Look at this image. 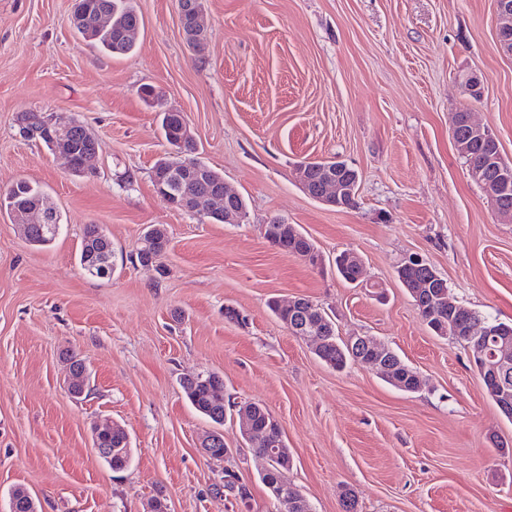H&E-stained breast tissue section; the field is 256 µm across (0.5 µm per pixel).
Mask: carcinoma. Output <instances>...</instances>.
<instances>
[{
	"mask_svg": "<svg viewBox=\"0 0 512 512\" xmlns=\"http://www.w3.org/2000/svg\"><path fill=\"white\" fill-rule=\"evenodd\" d=\"M78 10L82 14L83 22L75 26L77 33L85 40L91 42L102 52L109 56L126 55L135 48L136 37L129 32L140 25V17L131 4V0H78ZM100 13H107L112 17V23L107 28H98L94 25L95 17ZM61 132V139L78 150L92 142V133L81 123L68 120L63 125H55L51 132ZM451 134L454 144L466 142V150L459 156L468 164L473 159H482L491 163L494 168H511L512 163L504 161L499 142L471 135L465 124V113L456 112L452 118ZM174 160L162 158L152 168L151 179L153 186L170 188L167 166ZM342 167V175L352 185L358 183V173L345 165L342 161L318 160L306 161L299 164L304 169V174L310 185L316 187L322 180L324 170L328 167ZM216 186L213 178L204 181H180L177 183V193L181 196H193L198 193H206ZM41 194L38 186H29L25 181L14 183L11 196L14 203H6V206L14 205L22 210L33 208L37 196ZM60 223L31 224L26 228V239L35 246H43L53 239L58 232ZM266 240L285 253L297 256L309 264L317 263L319 254L314 244L292 224H269L265 231ZM169 239L166 230L159 225H151L144 234L143 245L137 256L144 253L153 258L160 257L167 249ZM79 265L82 271L92 277H103L105 271L112 270V239L104 233L96 224H88L84 228L79 252ZM448 289L445 280H439L435 288L426 293V298L414 302L419 311L421 320L441 336H448L468 349L471 343L465 337V333L457 332L458 316L453 308L446 304H439L438 296ZM321 319L330 326L333 334L330 341L322 348L315 351L317 357L335 369L344 368L355 357L366 353V349H358L357 352L349 350L347 343L336 334V324L330 314L323 308L319 309ZM468 320L472 327H490L496 330V334L485 339L484 347L490 351L496 348L497 340H512V323L499 321L476 311H468ZM390 366L398 367L400 375V390L408 392L416 388L418 372L406 364L395 351L389 352ZM183 392L191 405L202 416L220 427L228 414L224 400V379L219 375L206 372L194 378L180 380ZM291 458L279 456L271 463L269 469L261 474V481L267 486L277 502L278 512H312L309 502L304 496H296L290 488L293 483L288 480L287 473L290 470ZM224 489L241 501L249 498L247 486L240 483L238 477L228 472L224 475Z\"/></svg>",
	"mask_w": 512,
	"mask_h": 512,
	"instance_id": "cac0c4a2",
	"label": "carcinoma"
}]
</instances>
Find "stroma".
<instances>
[{
    "mask_svg": "<svg viewBox=\"0 0 512 512\" xmlns=\"http://www.w3.org/2000/svg\"><path fill=\"white\" fill-rule=\"evenodd\" d=\"M133 4L136 46L109 57L75 32L74 0H0V190L27 180L61 218L35 247L0 209V512L19 486L37 512H148L160 492L169 512H276L266 462L235 422L223 427L229 456L201 449L212 425L179 384L198 372L280 422L288 477L312 512H342L349 490L357 512H512V421L396 276L419 254L457 303L512 322V223L451 137L454 112L469 110L512 162V56L495 0H202L197 47L178 0ZM470 76L480 99L465 92ZM169 109L245 199L243 223L200 221L155 192L152 167L172 154L160 131ZM29 110L85 125L98 143L92 171L72 175L20 138ZM330 157L359 175L354 207L316 201L298 180L300 162ZM275 218L309 237L321 263L272 247L260 227ZM88 224L112 240L110 276L79 267ZM152 224L169 238L157 268L136 258ZM344 251L364 261L359 282L336 271ZM273 297L308 298L341 338L389 346L421 388L398 390L358 362L329 367L272 314ZM70 353L90 372L77 401ZM106 419L129 436L122 473L93 448ZM228 471L247 501L220 492Z\"/></svg>",
    "mask_w": 512,
    "mask_h": 512,
    "instance_id": "stroma-1",
    "label": "stroma"
}]
</instances>
